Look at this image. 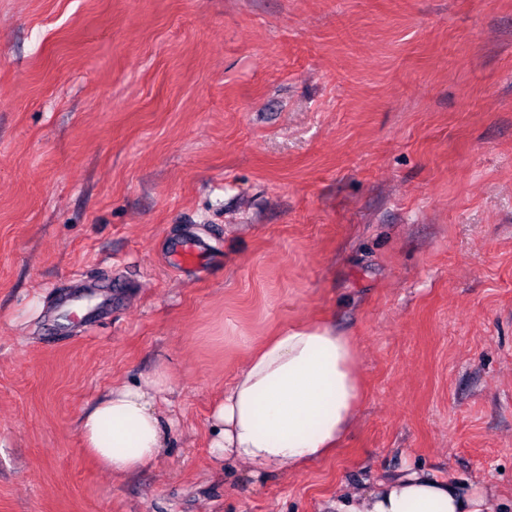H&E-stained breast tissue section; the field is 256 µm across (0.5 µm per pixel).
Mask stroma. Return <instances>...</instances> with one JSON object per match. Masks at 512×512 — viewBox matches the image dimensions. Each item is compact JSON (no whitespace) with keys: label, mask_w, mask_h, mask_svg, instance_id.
Returning <instances> with one entry per match:
<instances>
[{"label":"stroma","mask_w":512,"mask_h":512,"mask_svg":"<svg viewBox=\"0 0 512 512\" xmlns=\"http://www.w3.org/2000/svg\"><path fill=\"white\" fill-rule=\"evenodd\" d=\"M321 320L341 447L214 458L249 350ZM158 372L169 442L112 478L80 420ZM409 467L512 512V0H0V512H328ZM107 288L94 294L77 292L70 295L61 305L59 316L61 314H78L79 312L84 322H89L90 326L96 324L102 316L111 312L112 287L108 286ZM99 295L101 301L94 302Z\"/></svg>","instance_id":"stroma-1"}]
</instances>
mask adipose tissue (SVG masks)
<instances>
[{
	"label": "adipose tissue",
	"instance_id": "obj_1",
	"mask_svg": "<svg viewBox=\"0 0 512 512\" xmlns=\"http://www.w3.org/2000/svg\"><path fill=\"white\" fill-rule=\"evenodd\" d=\"M358 349L327 323L289 326L266 337L225 386L212 414L214 455L255 476L297 471L328 458L355 425L363 402ZM166 374L116 385L82 417L84 452L119 478L156 461L171 422ZM487 499L416 470L333 502V512H485Z\"/></svg>",
	"mask_w": 512,
	"mask_h": 512
}]
</instances>
